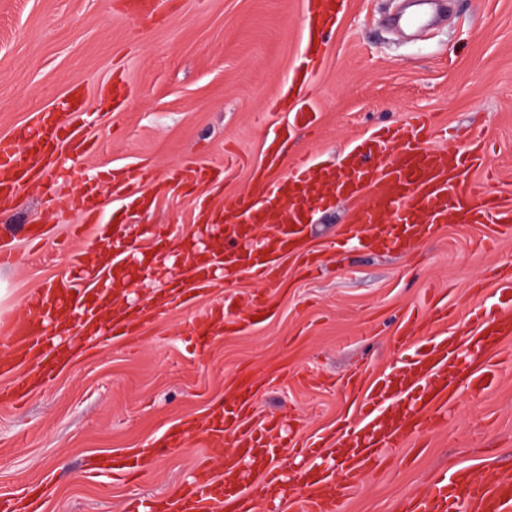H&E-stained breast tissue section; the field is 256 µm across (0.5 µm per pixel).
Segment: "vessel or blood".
<instances>
[{
	"label": "vessel or blood",
	"mask_w": 512,
	"mask_h": 512,
	"mask_svg": "<svg viewBox=\"0 0 512 512\" xmlns=\"http://www.w3.org/2000/svg\"><path fill=\"white\" fill-rule=\"evenodd\" d=\"M339 2L308 0L310 43L290 83L299 100H306L308 78L325 56L322 33L334 25ZM77 111L75 99L63 100L59 111L34 114L9 139H0L1 202H8L24 182L44 179L54 170L53 157L61 137H68L76 150H85L80 130H65L62 122L64 113ZM435 137L430 115L416 112L406 127L380 128L333 164L302 155L284 172L279 155L267 153V178L236 196L221 227L220 259L193 266L194 288L209 287L219 274L234 279L244 270L259 278H275L282 258L304 253L309 214L335 197L357 202L340 233L344 243L379 252L406 253L429 239L438 224L492 222L512 231V198L489 195L472 178L487 162L486 142L476 138L462 148L445 149L434 146ZM223 175L220 167L184 163L170 169L166 178L194 186ZM258 225L266 227L267 235L256 248L250 233ZM87 297V291L72 280L31 294L16 308L6 328L15 363L37 362L44 377L53 376L52 356L66 346L72 334L71 325L61 322V314H79L81 329L91 336L109 330L119 337H135L158 313L151 302L109 309L102 303L90 305ZM269 313L267 302L256 298L236 309L228 303L221 305L215 315L223 319L225 331L241 332L252 327L255 317ZM211 318L185 319L179 325L180 335L203 342L210 334ZM430 319L425 311L402 322L397 344L408 354L406 369L398 379L380 377L367 387L358 418L335 441L336 447L351 451L341 470L321 469V480L316 483L299 470L265 467V460L288 452L317 464L323 457V440L318 437L294 448L289 428L272 421L241 432V422L255 402V374L249 371L238 385L239 397L210 409L198 433L210 448L223 447L225 439H232L238 449L236 459L219 478L198 470L177 499L140 504L134 512H213L225 494L232 497L236 512H282L275 496L258 495L241 485L246 466L259 469L262 482L287 489L292 512H335L337 501L348 496L377 459L418 435L447 426L452 383L463 379L487 389L496 381L494 370L479 368L475 359H491L500 353L502 340L512 337V303H502L493 311L470 312L467 320L475 325L472 336L460 341L440 335L423 350L411 339ZM198 434L175 429L166 434L165 443L182 447ZM400 512H512V472L501 470L486 476L468 466L456 467L439 474L424 492L407 498Z\"/></svg>",
	"instance_id": "obj_1"
}]
</instances>
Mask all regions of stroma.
Instances as JSON below:
<instances>
[{
    "label": "stroma",
    "instance_id": "1",
    "mask_svg": "<svg viewBox=\"0 0 512 512\" xmlns=\"http://www.w3.org/2000/svg\"><path fill=\"white\" fill-rule=\"evenodd\" d=\"M127 0H0V139L55 110L79 89L92 151L62 150L72 179L53 191L25 186L0 208V248L15 255L0 267V324L35 290L75 277L69 254L91 249L100 224L137 231L163 275L141 272L127 291L140 300L189 276L183 240L207 241L198 210L222 208L264 159L269 131L287 124L288 108L271 109L305 44L307 0H157L153 18L136 21ZM402 0H343L326 35L327 53L313 81V131L278 140L283 168L300 155L336 160L381 126H404L430 112L447 131L443 146L481 136L493 146L477 182L512 195V0H446V21L406 36L389 17ZM238 157L221 189L187 192L138 181L134 193L101 198L95 214L77 207L83 186L109 172L163 173L196 162ZM348 203L320 208L308 227L317 258L309 271L283 259L270 283L248 273L197 294L147 322L136 340L77 335L78 351L19 405L0 400V498L43 492L38 512H126L133 499L176 495L202 461L221 472L229 448L211 454L192 443L165 448L167 429L223 403L243 367L269 371L256 384L255 421L298 427L299 439L328 434L353 420L360 402L345 378L365 382L402 363L394 346L410 310L447 301V324L429 336L470 333L464 317L497 301L505 283L493 268L512 265V235L492 224H444L408 255L337 248ZM44 236L30 244L23 225ZM260 296L273 316L248 331L212 335L197 349L178 337L184 319L227 299ZM154 453L155 466L127 476L91 478L100 455ZM512 457V341L491 388L454 391L446 429L408 442L367 471L341 512H396L438 471L468 465L499 469Z\"/></svg>",
    "mask_w": 512,
    "mask_h": 512
}]
</instances>
